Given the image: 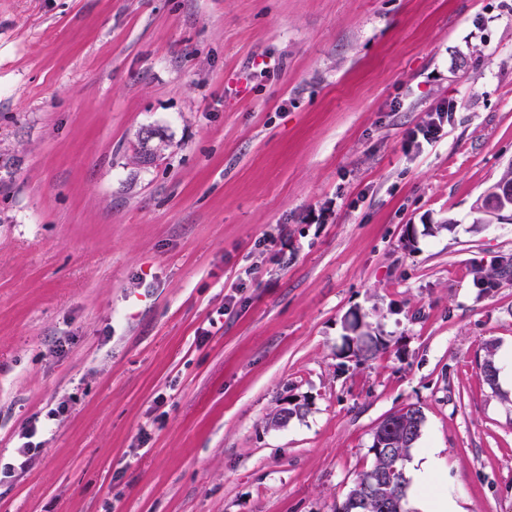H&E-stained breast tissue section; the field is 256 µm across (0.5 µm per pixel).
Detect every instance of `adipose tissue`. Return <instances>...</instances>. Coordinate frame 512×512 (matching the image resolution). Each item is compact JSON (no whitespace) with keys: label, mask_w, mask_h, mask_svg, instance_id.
Returning <instances> with one entry per match:
<instances>
[{"label":"adipose tissue","mask_w":512,"mask_h":512,"mask_svg":"<svg viewBox=\"0 0 512 512\" xmlns=\"http://www.w3.org/2000/svg\"><path fill=\"white\" fill-rule=\"evenodd\" d=\"M442 464V451L438 448L420 449L409 462V496L418 512H460L453 490L437 484Z\"/></svg>","instance_id":"ef3b65f1"}]
</instances>
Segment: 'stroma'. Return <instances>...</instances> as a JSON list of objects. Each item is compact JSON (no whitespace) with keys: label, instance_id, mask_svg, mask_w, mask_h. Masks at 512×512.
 Wrapping results in <instances>:
<instances>
[{"label":"stroma","instance_id":"35a3bbf8","mask_svg":"<svg viewBox=\"0 0 512 512\" xmlns=\"http://www.w3.org/2000/svg\"><path fill=\"white\" fill-rule=\"evenodd\" d=\"M509 172L512 0H0V512H334L411 404L512 512ZM453 109V104H448V110L447 108L436 109L428 116L426 121L407 130L406 135L408 139L412 142H419V138H422L427 143L435 140L440 136L444 119L448 121V114L446 112H453ZM484 212L492 222L499 219L500 213L506 209L512 210V181H500L485 194ZM348 352L360 360L368 361L377 358L385 350V344L371 332L361 331L357 336H345Z\"/></svg>","mask_w":512,"mask_h":512}]
</instances>
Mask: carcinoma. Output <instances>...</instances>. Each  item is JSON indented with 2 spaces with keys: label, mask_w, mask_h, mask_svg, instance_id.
<instances>
[{
  "label": "carcinoma",
  "mask_w": 512,
  "mask_h": 512,
  "mask_svg": "<svg viewBox=\"0 0 512 512\" xmlns=\"http://www.w3.org/2000/svg\"><path fill=\"white\" fill-rule=\"evenodd\" d=\"M347 350L356 358L364 361L377 358L385 350L382 340L370 332L362 331L356 336H348L345 340ZM483 381L495 387L498 378V367L494 351H488L481 365ZM384 421L400 427V430L387 438H372L369 453L372 455L370 466L358 474L354 486L348 496L336 504L334 512H411L408 505L409 483L403 472L404 461L419 442L425 422L422 407L412 404L402 410L388 415ZM381 473L393 486L400 488V508L383 510L385 505L384 491L378 490L362 500V505L353 504V497L362 493L364 480Z\"/></svg>",
  "instance_id": "1"
}]
</instances>
